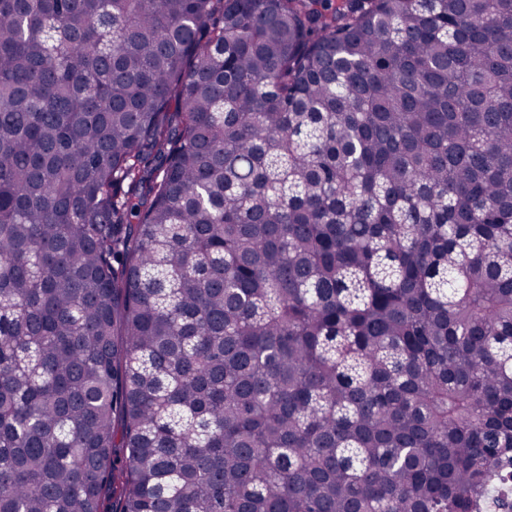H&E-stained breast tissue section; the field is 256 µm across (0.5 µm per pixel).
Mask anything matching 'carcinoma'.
<instances>
[{
  "label": "carcinoma",
  "instance_id": "obj_1",
  "mask_svg": "<svg viewBox=\"0 0 512 512\" xmlns=\"http://www.w3.org/2000/svg\"><path fill=\"white\" fill-rule=\"evenodd\" d=\"M512 458V0H0V512H482Z\"/></svg>",
  "mask_w": 512,
  "mask_h": 512
}]
</instances>
